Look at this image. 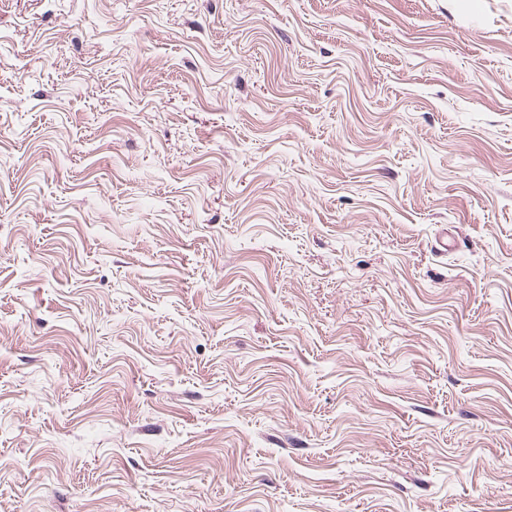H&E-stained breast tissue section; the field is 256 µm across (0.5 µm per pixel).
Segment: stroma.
<instances>
[{
  "label": "stroma",
  "instance_id": "obj_1",
  "mask_svg": "<svg viewBox=\"0 0 512 512\" xmlns=\"http://www.w3.org/2000/svg\"><path fill=\"white\" fill-rule=\"evenodd\" d=\"M0 512H512V0H0Z\"/></svg>",
  "mask_w": 512,
  "mask_h": 512
}]
</instances>
